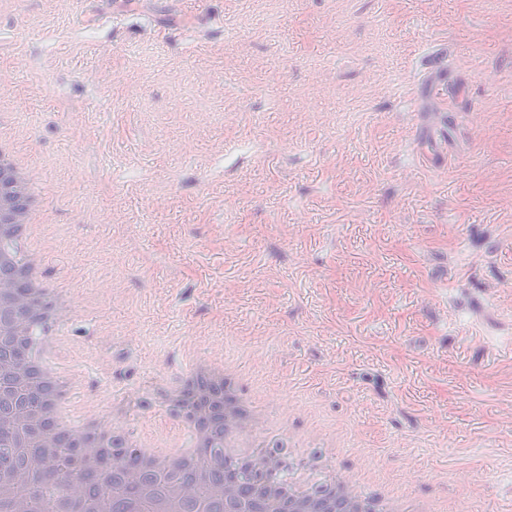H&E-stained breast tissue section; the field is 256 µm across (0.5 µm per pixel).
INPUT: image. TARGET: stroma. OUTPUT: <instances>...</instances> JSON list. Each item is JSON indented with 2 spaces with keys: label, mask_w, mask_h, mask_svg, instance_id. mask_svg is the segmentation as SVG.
Listing matches in <instances>:
<instances>
[{
  "label": "stroma",
  "mask_w": 512,
  "mask_h": 512,
  "mask_svg": "<svg viewBox=\"0 0 512 512\" xmlns=\"http://www.w3.org/2000/svg\"><path fill=\"white\" fill-rule=\"evenodd\" d=\"M443 47L474 107L440 179L410 95ZM0 79L76 412L166 444L162 370L221 356L337 468L512 512V0H0Z\"/></svg>",
  "instance_id": "1"
}]
</instances>
